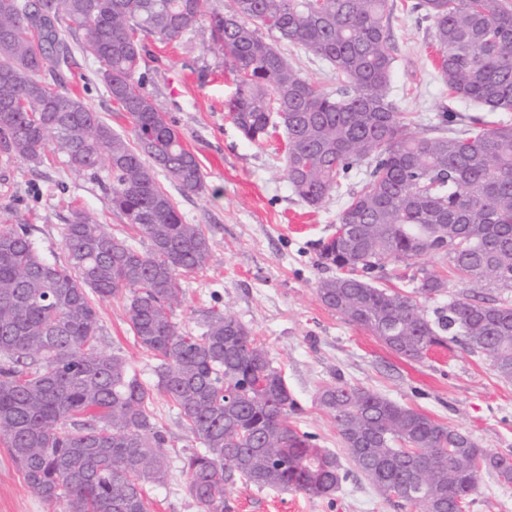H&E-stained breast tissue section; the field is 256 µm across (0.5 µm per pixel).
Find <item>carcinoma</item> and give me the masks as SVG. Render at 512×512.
Listing matches in <instances>:
<instances>
[{"instance_id": "carcinoma-1", "label": "carcinoma", "mask_w": 512, "mask_h": 512, "mask_svg": "<svg viewBox=\"0 0 512 512\" xmlns=\"http://www.w3.org/2000/svg\"><path fill=\"white\" fill-rule=\"evenodd\" d=\"M388 8V0H230L222 10L207 0H0V151L37 161L51 143L70 171H106L109 207L149 241L139 250L76 212L58 263L26 225L0 227V441L33 494L62 512H150L145 486L168 472L166 436L149 409L155 391L203 444L183 466L201 512H230L227 493L239 480L323 499L349 476L336 454L288 425L298 403L245 324L212 310L192 336L172 321L184 301L179 275L204 269L211 249L157 174L185 196L205 184L139 68L144 36L177 41L203 20L232 71L248 74L228 104L233 123L258 145L284 132L288 183L301 201L319 207L341 178L366 168L338 217L355 230L319 243L321 263L336 268L319 283L321 301L401 356L456 343L512 382V304L463 294L430 318L421 304L446 283L417 266L444 254L472 290L512 291V122L476 118L460 136H417L387 98ZM415 9L433 20L449 94L512 112V0H418ZM263 28L327 62L340 93L291 68ZM67 33L98 62L132 139L37 79L45 67H70ZM387 261L413 269L411 291L372 281ZM91 293L126 301L134 337L160 358L155 386L98 348ZM318 400L356 471L402 506L463 512L484 476L512 484V459L411 407L346 383L323 386Z\"/></svg>"}]
</instances>
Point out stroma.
I'll return each mask as SVG.
<instances>
[{"label":"stroma","mask_w":512,"mask_h":512,"mask_svg":"<svg viewBox=\"0 0 512 512\" xmlns=\"http://www.w3.org/2000/svg\"><path fill=\"white\" fill-rule=\"evenodd\" d=\"M415 2L389 0L395 62L388 98L411 117L419 136H431L449 109L453 130H464L483 111L450 98L438 74L441 49L433 40V23L415 9ZM146 43L144 89L162 104L184 145L196 155L206 186L202 194L186 197L166 176L158 178L185 221L202 226L211 248L204 270L180 278L185 301L172 315L177 327L199 334L209 311L229 309L282 371L300 406L289 424L316 436L341 464L349 459L318 402L320 388L336 382L423 411L471 435L479 447L512 457V382L503 381L489 360L453 343L420 360L404 358L319 299L320 281L334 272L319 263L317 244L335 233L348 193L360 188L361 174L344 182L319 208L307 206L288 186L282 138L257 145L233 124L227 103L234 75L212 50L208 25L199 24L176 42L150 36ZM281 52L305 78L325 91L336 90V74L328 64L296 45L282 46ZM73 57L67 90L114 130L129 133V121L93 76V58L78 49ZM77 211L93 212L105 232L147 248V239L109 207L99 181L70 172L52 148H45L37 163L0 152V226L26 225L37 249L62 261L63 228ZM98 308L100 349L122 355L144 382H153L158 361L133 336L124 299L100 302ZM151 410L166 435L162 452L169 463L167 481L147 488L152 512H200L186 492L181 466L202 444L167 396L155 395ZM228 497L232 512H413L359 475L344 482L330 501L242 483ZM0 512H61L58 504L29 491L1 443ZM465 512H512V485L484 477Z\"/></svg>","instance_id":"stroma-1"}]
</instances>
